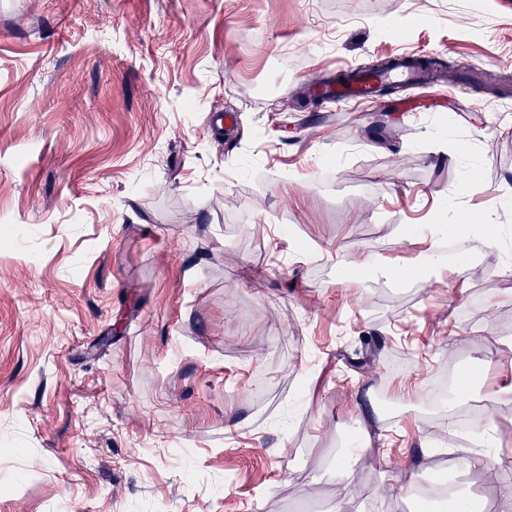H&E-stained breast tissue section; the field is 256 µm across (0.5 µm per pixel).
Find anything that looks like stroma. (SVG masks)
<instances>
[{
	"label": "stroma",
	"mask_w": 512,
	"mask_h": 512,
	"mask_svg": "<svg viewBox=\"0 0 512 512\" xmlns=\"http://www.w3.org/2000/svg\"><path fill=\"white\" fill-rule=\"evenodd\" d=\"M401 54L466 92L297 102ZM509 188L512 0H0V512H330L345 472L352 512H415L451 467L494 512L512 470L460 467L456 426L489 411L512 457ZM460 207L495 248L361 269ZM368 272H372L377 275L385 276L392 270H395L397 276L401 282H412L415 281L420 275V268L414 264H402L400 266H393L391 264H383L380 266L372 265L371 256L368 257L367 261Z\"/></svg>",
	"instance_id": "35a3bbf8"
}]
</instances>
